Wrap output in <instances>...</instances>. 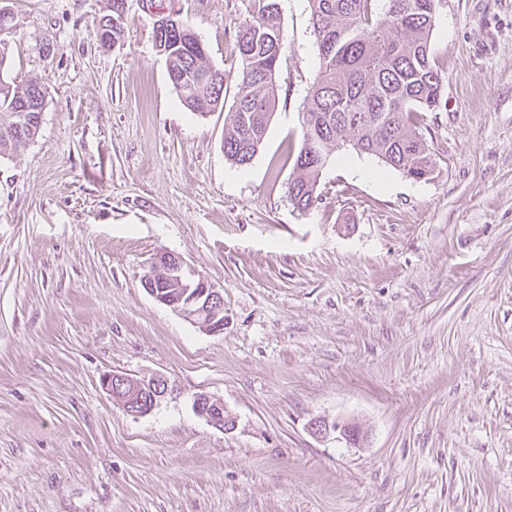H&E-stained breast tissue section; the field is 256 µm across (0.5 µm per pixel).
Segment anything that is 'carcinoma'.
Segmentation results:
<instances>
[{
  "label": "carcinoma",
  "mask_w": 512,
  "mask_h": 512,
  "mask_svg": "<svg viewBox=\"0 0 512 512\" xmlns=\"http://www.w3.org/2000/svg\"><path fill=\"white\" fill-rule=\"evenodd\" d=\"M256 15L237 30L235 99L224 115V156L246 166L262 146L278 107L276 84L285 34L278 0H258ZM374 0H309L320 67L311 85L302 136L287 193L304 212L320 200L322 166L310 155L315 142L328 153L347 144L414 179H427L435 160L419 131L422 114L447 108L445 75L430 53L439 0H387L384 14ZM177 26L157 45L168 80L190 111L205 116L224 109V71L207 59L190 25L169 9ZM123 0L95 26L98 45L109 50L122 32ZM10 46L0 38V157L16 153L40 130L48 89L37 77L21 82L7 73Z\"/></svg>",
  "instance_id": "cac0c4a2"
}]
</instances>
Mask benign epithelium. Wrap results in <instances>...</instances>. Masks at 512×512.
Segmentation results:
<instances>
[{"label": "benign epithelium", "instance_id": "benign-epithelium-1", "mask_svg": "<svg viewBox=\"0 0 512 512\" xmlns=\"http://www.w3.org/2000/svg\"><path fill=\"white\" fill-rule=\"evenodd\" d=\"M162 262L166 263L170 280L181 288H194L196 292L184 303L171 302L152 280L144 282L150 297L171 307L185 320L199 325L208 333L224 332L223 289L191 267L182 257L170 252L153 254L147 262V269L153 270ZM102 386L114 401L133 416H143L153 411L169 391L168 379L162 375L140 379L125 373L114 372L103 378ZM193 409L196 414L218 427H224L226 431L234 428L233 417L229 416L223 420L218 418V414L224 413V402L219 399L206 394L198 395L194 399ZM338 428L336 424L321 418H316L309 423V431L318 438H323ZM339 429L342 437L351 444H357L363 440L360 429L352 424L344 425Z\"/></svg>", "mask_w": 512, "mask_h": 512}]
</instances>
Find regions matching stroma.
<instances>
[{
  "instance_id": "1",
  "label": "stroma",
  "mask_w": 512,
  "mask_h": 512,
  "mask_svg": "<svg viewBox=\"0 0 512 512\" xmlns=\"http://www.w3.org/2000/svg\"><path fill=\"white\" fill-rule=\"evenodd\" d=\"M167 2L233 103L255 0ZM111 5L0 0L9 78L50 91L0 158V512H512V0L438 2L431 179L347 146L304 214L287 153L319 69L308 0H279L280 103L242 168L223 113L179 101L143 0L98 47ZM158 252L223 288V333L143 290ZM112 372L170 391L134 417ZM316 417L363 442L313 436ZM123 0H112V14L103 16L95 26L98 45L110 50L120 39L123 20ZM193 409L199 416L205 418L208 422L213 425L218 426L219 428H223L222 416L224 414V402L215 399L212 396L201 394L196 396L193 402ZM220 413V419L217 416V413ZM234 419L229 414L227 418L224 419V430L228 431L234 428Z\"/></svg>"
}]
</instances>
